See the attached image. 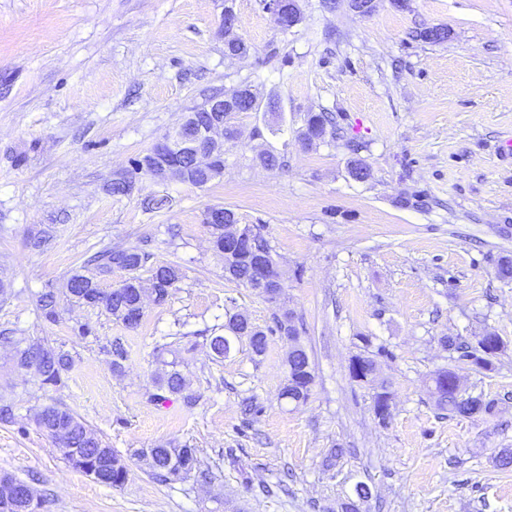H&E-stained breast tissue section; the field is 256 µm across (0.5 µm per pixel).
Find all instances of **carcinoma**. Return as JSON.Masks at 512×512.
I'll use <instances>...</instances> for the list:
<instances>
[{
    "label": "carcinoma",
    "mask_w": 512,
    "mask_h": 512,
    "mask_svg": "<svg viewBox=\"0 0 512 512\" xmlns=\"http://www.w3.org/2000/svg\"><path fill=\"white\" fill-rule=\"evenodd\" d=\"M332 125L329 116L324 112H311L306 122L304 139L312 141L326 135ZM222 220H213V212L208 210L204 215V224L210 231L213 247L220 253L224 252V231L237 223L233 210L218 207ZM254 252L265 257V266L257 268L252 257L243 255L237 259L224 258V274L239 284L248 287L259 276L274 277L279 273V262L272 254L269 240L262 233L260 225H255L253 237ZM151 254L136 247L109 248L95 253L84 264L83 269L74 273L67 283V296L80 304L98 306L106 304V310L120 320L126 327L135 328L143 319L142 299L145 291H150L154 301L161 304L167 300L172 288L176 287L181 278L180 269L176 265H161L152 268L151 277L143 281L138 271L150 261ZM114 268L128 272L129 277L117 288L104 292L97 278L109 273ZM57 297L48 291L39 299V307L44 317L56 320ZM224 329L235 336H247L252 351L261 355L267 348V335L261 330L251 327L247 320L237 315L229 317ZM270 332L287 336L294 341L286 363L288 375L280 396L297 404L306 402L311 394L315 376L307 351L299 340V331L293 313L285 310L275 317L274 327ZM488 341L497 342V347L484 353L478 345L465 342L458 337L443 338L444 347L450 352L453 361L478 372H491L496 369L500 355L505 352V342L495 334L486 336ZM23 339L13 338L10 343L15 345V359L22 368L32 365L45 385L56 386L61 383L62 374L70 368L71 358L68 354L52 347H21ZM459 378L453 369H442L432 376V394L439 409L448 412L451 417L473 418L490 414L495 409V402L485 399L482 395H465L459 389L456 379ZM156 384L159 390L170 394H179L184 390V381L176 370L157 375ZM37 427L51 437L58 450L68 462H73L74 454H82L98 463L103 469L102 483L109 487H121L128 480V469L118 455L110 448L86 423L75 416L69 409L60 406H46L36 416ZM148 465L150 475L159 482L172 480V474L182 472L189 476L193 473L205 474L202 460L195 448H171L160 445L155 448H143L137 452Z\"/></svg>",
    "instance_id": "1"
}]
</instances>
